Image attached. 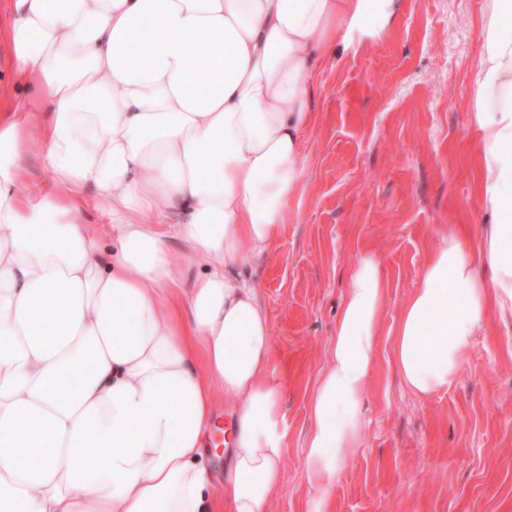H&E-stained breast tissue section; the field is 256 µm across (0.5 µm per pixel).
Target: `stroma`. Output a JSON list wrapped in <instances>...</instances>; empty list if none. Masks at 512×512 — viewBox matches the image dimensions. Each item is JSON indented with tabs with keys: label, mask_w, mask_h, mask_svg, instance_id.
Listing matches in <instances>:
<instances>
[{
	"label": "stroma",
	"mask_w": 512,
	"mask_h": 512,
	"mask_svg": "<svg viewBox=\"0 0 512 512\" xmlns=\"http://www.w3.org/2000/svg\"><path fill=\"white\" fill-rule=\"evenodd\" d=\"M485 0H406L397 31L329 65L312 90L304 197L248 273L288 371L284 483L270 512H306L309 396L346 285L379 253L388 288L362 435L331 512H512V323L492 316L454 382L422 399L392 331L443 225L478 226L466 130Z\"/></svg>",
	"instance_id": "stroma-1"
}]
</instances>
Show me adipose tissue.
<instances>
[{
    "mask_svg": "<svg viewBox=\"0 0 512 512\" xmlns=\"http://www.w3.org/2000/svg\"><path fill=\"white\" fill-rule=\"evenodd\" d=\"M402 4L0 0V512H268L287 383L237 271L302 196L321 68L391 35ZM508 18L512 0H487L470 98L491 220L442 233L394 329V366L421 397L455 380L492 313L512 317ZM35 141L54 175L36 196ZM86 187L112 242L82 217ZM385 291L381 258L362 254L309 399L307 512H328L359 443ZM219 398L232 425L217 486L206 461ZM27 446L43 448L36 463L21 462Z\"/></svg>",
    "mask_w": 512,
    "mask_h": 512,
    "instance_id": "ef3b65f1",
    "label": "adipose tissue"
}]
</instances>
